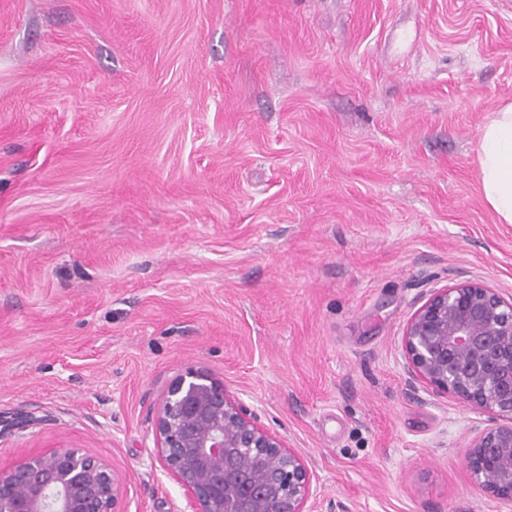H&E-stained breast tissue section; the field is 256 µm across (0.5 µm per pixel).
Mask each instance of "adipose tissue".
Segmentation results:
<instances>
[{
  "mask_svg": "<svg viewBox=\"0 0 512 512\" xmlns=\"http://www.w3.org/2000/svg\"><path fill=\"white\" fill-rule=\"evenodd\" d=\"M480 188L497 223L512 224V102L495 109L476 147Z\"/></svg>",
  "mask_w": 512,
  "mask_h": 512,
  "instance_id": "1",
  "label": "adipose tissue"
}]
</instances>
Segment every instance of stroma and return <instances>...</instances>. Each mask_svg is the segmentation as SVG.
I'll list each match as a JSON object with an SVG mask.
<instances>
[{"mask_svg": "<svg viewBox=\"0 0 512 512\" xmlns=\"http://www.w3.org/2000/svg\"><path fill=\"white\" fill-rule=\"evenodd\" d=\"M506 100L512 0H0V467L74 445L185 512L153 420L193 366L315 512H512L401 357L435 289L512 294L475 163Z\"/></svg>", "mask_w": 512, "mask_h": 512, "instance_id": "obj_1", "label": "stroma"}]
</instances>
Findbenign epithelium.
I'll use <instances>...</instances> for the list:
<instances>
[{"label":"benign epithelium","instance_id":"1","mask_svg":"<svg viewBox=\"0 0 512 512\" xmlns=\"http://www.w3.org/2000/svg\"><path fill=\"white\" fill-rule=\"evenodd\" d=\"M407 373L486 416L467 443L475 483L512 502V295L482 280L432 293L402 336ZM153 432L190 512H312L313 475L241 398L189 366L169 384ZM125 480L75 446L0 470V512H125Z\"/></svg>","mask_w":512,"mask_h":512}]
</instances>
